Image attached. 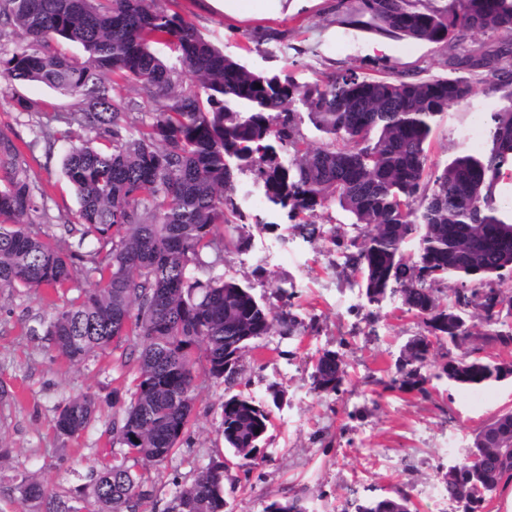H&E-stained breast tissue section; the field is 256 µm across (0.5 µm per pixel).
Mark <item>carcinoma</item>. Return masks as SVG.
Returning <instances> with one entry per match:
<instances>
[{"instance_id":"obj_1","label":"carcinoma","mask_w":512,"mask_h":512,"mask_svg":"<svg viewBox=\"0 0 512 512\" xmlns=\"http://www.w3.org/2000/svg\"><path fill=\"white\" fill-rule=\"evenodd\" d=\"M340 23L374 34L452 44L468 33L502 39L465 59L487 72L491 91L507 101L490 116L478 157L459 156L442 171L428 166L438 117L466 103L472 84L460 77L422 78L398 72L368 78L347 67L312 84L251 68L208 42L156 0H0V30L12 26L26 42L0 56V80L42 83L79 105L66 129L44 132L48 147L78 128L91 137L72 146L63 172L79 204V259L99 274L94 287L57 307L32 329L74 365L111 344L130 343L137 370L130 402L112 422L119 459L89 472L86 487L98 512H140L150 491L136 467L164 463L180 447L195 400L196 366L224 380L221 428L234 456L254 460L271 424V409L232 389L240 361L267 336H297L292 294L274 306L252 288L215 272L224 249L244 244L215 234L236 214L235 172L250 170L268 203L287 211L306 236L307 218L337 203L358 234L336 240L343 265L361 279L371 305L398 294L427 334L409 340L395 362L391 391L425 396L422 373L444 345H471L448 357L439 377L478 389L512 375V360L489 359L483 346L512 349V204L496 189L512 182V0H358ZM69 42L81 61L60 54ZM169 49L160 55L155 45ZM145 94L150 110L116 94L119 83ZM307 112L319 133L313 146L296 121ZM288 151L281 161L279 150ZM45 217L20 148L0 132V289L64 288L74 281L73 257L42 237ZM417 240L413 253L406 243ZM460 287L446 305L437 285ZM483 294L478 321L472 307ZM346 370L324 350L310 375L312 389L340 391ZM98 402L83 393L58 408L55 429L68 438L94 421ZM512 448V411L485 424L466 456L440 472L448 499L463 512H484L512 465L496 454ZM222 459L212 458L176 490L164 512H224ZM17 490L40 512H79L71 499L47 491L33 475ZM263 512H307L302 498L270 501ZM354 512H410V499H376Z\"/></svg>"}]
</instances>
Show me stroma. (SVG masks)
<instances>
[{
	"mask_svg": "<svg viewBox=\"0 0 512 512\" xmlns=\"http://www.w3.org/2000/svg\"><path fill=\"white\" fill-rule=\"evenodd\" d=\"M357 0H285L273 16L253 12L232 17L206 0H157L182 16L225 54L259 69L286 70L306 83L347 67L367 77L402 70L423 77L448 74L449 55L465 56L495 42V35L467 36L455 46L392 39L338 24ZM474 86L469 101L448 108L431 138L429 165L443 168L453 158L479 153L487 141L488 118L504 104L486 90L485 74L468 72ZM77 101L46 86L27 82L0 90V132L24 149L30 178L48 221L40 230L65 253L77 249L57 226L74 220L78 201L62 171V147L46 152L40 125L57 126ZM262 186L248 172L238 174L234 198L252 221L235 228L217 225L223 236H243L245 245L224 253L221 273L248 284L256 296L276 301L293 291V311L305 322L304 335L265 337L261 348L241 361L240 391L268 401L269 385L281 393L272 425L254 464H243L224 445L221 404L224 383L198 374L189 438L163 464L144 469L151 497L145 512H163L178 485L190 483L200 467L226 457L225 512H263L274 499L302 497L308 512H354L357 502L407 494L413 512H461L449 501L439 469L461 460L472 438L494 415L512 409V380L480 389H462L437 378L443 358L434 354L427 394L387 392L381 382L400 350L424 334L420 318L408 313L400 296L369 305L356 277L343 266L334 234L352 237L349 215L338 205L317 210V228L300 236L283 212L253 209L251 193ZM96 274L79 269L69 287L33 292L0 289V512H23L15 488L20 474L35 476L49 492L78 497L82 512H95L90 496H78L91 468L112 459V399L129 401L136 362L126 345L112 346L71 365L30 330L57 306L92 288ZM341 355L347 377L339 395L312 390L310 374L322 350ZM83 392L99 404L96 421L72 438L59 437V405Z\"/></svg>",
	"mask_w": 512,
	"mask_h": 512,
	"instance_id": "obj_1",
	"label": "stroma"
}]
</instances>
